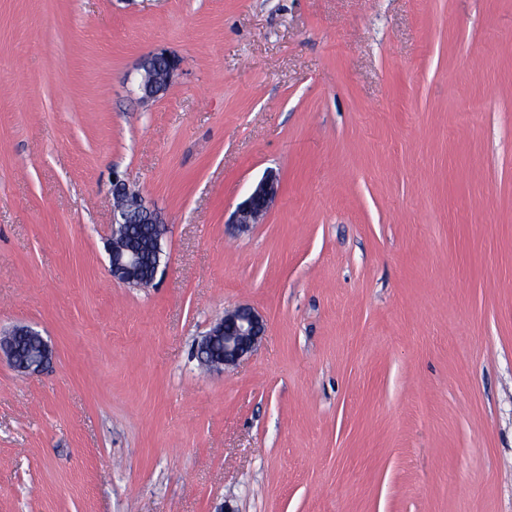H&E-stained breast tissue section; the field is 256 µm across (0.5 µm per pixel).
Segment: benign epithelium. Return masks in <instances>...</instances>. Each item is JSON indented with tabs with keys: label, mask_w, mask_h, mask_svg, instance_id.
<instances>
[{
	"label": "benign epithelium",
	"mask_w": 512,
	"mask_h": 512,
	"mask_svg": "<svg viewBox=\"0 0 512 512\" xmlns=\"http://www.w3.org/2000/svg\"><path fill=\"white\" fill-rule=\"evenodd\" d=\"M181 60L164 50L144 55L139 64L143 99L155 100L167 93L180 70ZM112 191L117 202L112 209V224L105 239L112 278L133 288L154 283L161 262L162 218L147 207L125 179L115 174ZM281 192L279 176L269 171L255 185L249 196L237 206L232 223L245 230L258 223L270 210ZM265 332L263 317L254 308L241 305L215 322L197 343L195 354L207 368L222 371L236 365L251 352ZM14 336H29L38 343L33 356L16 361ZM6 359L17 372L25 375L40 372L53 359L51 344L28 325H16L0 337V359Z\"/></svg>",
	"instance_id": "benign-epithelium-1"
}]
</instances>
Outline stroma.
Listing matches in <instances>:
<instances>
[{
	"mask_svg": "<svg viewBox=\"0 0 512 512\" xmlns=\"http://www.w3.org/2000/svg\"><path fill=\"white\" fill-rule=\"evenodd\" d=\"M116 173L164 222L146 288ZM243 304L258 347L202 370ZM19 324L55 356L0 362V512H512V0H0ZM180 67L181 60L167 50H154L144 55L139 64L143 99L155 100L166 94ZM281 192L279 176L273 171L267 172L255 185L249 196L237 206L231 224L240 229L257 224L270 210ZM112 191L117 202L112 209V224L109 236L105 239V249L109 257L113 279L133 288L147 287L154 283L161 262L163 228L162 218L147 207L125 179L118 174L112 177ZM132 224H153L154 236L147 247L156 255V262L146 273L141 264V251L126 242ZM264 332L260 313L247 305L238 306L211 326L196 345V357L210 370L223 371L251 352ZM12 336H29L38 343V349L33 356L23 362L16 361L15 347ZM6 359L9 365L18 373L30 375L40 372L53 359L51 344L38 331L28 325H16L0 337V359Z\"/></svg>",
	"mask_w": 512,
	"mask_h": 512,
	"instance_id": "35a3bbf8",
	"label": "stroma"
}]
</instances>
